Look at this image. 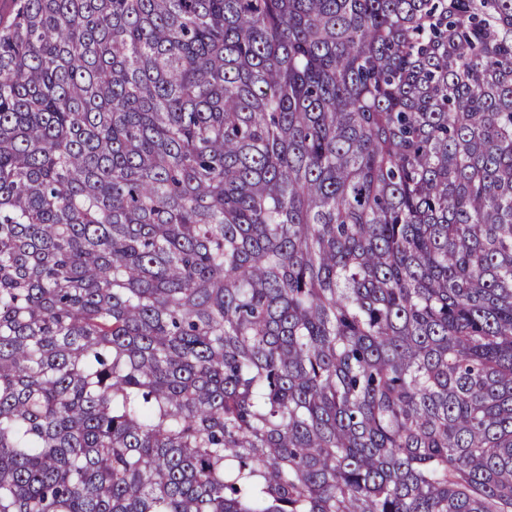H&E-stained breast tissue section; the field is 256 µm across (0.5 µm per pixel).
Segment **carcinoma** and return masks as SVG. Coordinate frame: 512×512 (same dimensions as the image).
<instances>
[{
    "instance_id": "1",
    "label": "carcinoma",
    "mask_w": 512,
    "mask_h": 512,
    "mask_svg": "<svg viewBox=\"0 0 512 512\" xmlns=\"http://www.w3.org/2000/svg\"><path fill=\"white\" fill-rule=\"evenodd\" d=\"M0 512H512V0H15Z\"/></svg>"
}]
</instances>
